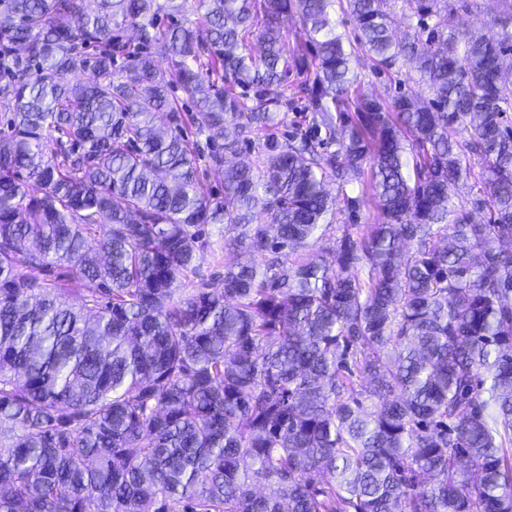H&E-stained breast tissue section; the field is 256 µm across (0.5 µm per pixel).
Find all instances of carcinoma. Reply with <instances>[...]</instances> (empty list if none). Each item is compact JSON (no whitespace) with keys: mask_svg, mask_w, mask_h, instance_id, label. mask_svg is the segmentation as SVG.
Here are the masks:
<instances>
[{"mask_svg":"<svg viewBox=\"0 0 512 512\" xmlns=\"http://www.w3.org/2000/svg\"><path fill=\"white\" fill-rule=\"evenodd\" d=\"M507 52L512 0H0V512H512ZM211 224L252 256L220 288ZM460 30L480 29L489 36L496 35L497 28L490 23V16L487 14H461L455 20ZM352 69L362 80V92L368 95L382 94L386 86L390 87L388 76L384 74L377 75L375 67L368 57L360 55L352 60ZM399 66L403 74L401 75L399 73L402 81L400 84H396L394 80L392 81L391 92L393 94L400 92L414 97H421L423 99H429L432 97L428 86L419 80V76L415 74L414 80H407L405 78V72L408 70V66L405 64L403 65L402 63H399ZM213 248H207L199 253L197 259L198 278L208 283H217L224 278V266L235 265L249 259V255L243 251L228 248L226 251H220L214 245ZM31 274L39 278L53 279L64 284V288H70V299L73 303H80L81 292L79 288H82L79 282L73 278L71 272L62 266H49L35 268L31 271Z\"/></svg>","mask_w":512,"mask_h":512,"instance_id":"obj_1","label":"carcinoma"}]
</instances>
